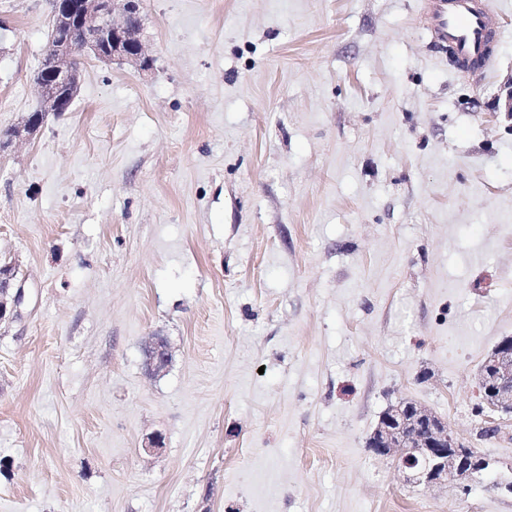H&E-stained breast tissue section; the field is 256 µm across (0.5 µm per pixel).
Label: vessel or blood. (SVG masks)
Listing matches in <instances>:
<instances>
[{
  "mask_svg": "<svg viewBox=\"0 0 512 512\" xmlns=\"http://www.w3.org/2000/svg\"><path fill=\"white\" fill-rule=\"evenodd\" d=\"M419 16L434 48L452 49L458 69L487 76L491 42L501 28L487 0H420Z\"/></svg>",
  "mask_w": 512,
  "mask_h": 512,
  "instance_id": "obj_1",
  "label": "vessel or blood"
}]
</instances>
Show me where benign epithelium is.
<instances>
[{
    "label": "benign epithelium",
    "instance_id": "1",
    "mask_svg": "<svg viewBox=\"0 0 512 512\" xmlns=\"http://www.w3.org/2000/svg\"><path fill=\"white\" fill-rule=\"evenodd\" d=\"M141 0H52L51 36L44 55L50 81H36L40 109L14 127L0 151L30 140L40 131L49 113L63 111L65 90L75 96L80 83L79 63L92 55L102 61H125L141 71L152 66L139 37ZM75 25L80 35L64 33ZM26 302L24 288L15 276L0 272V320L14 315ZM143 364L150 376L167 371L171 361L166 341L153 336L145 342ZM480 405L475 412L490 423L512 419V336L497 343L484 359L479 372ZM374 454L395 460L410 472V480L425 489L455 481L465 494L491 473H498L497 489L512 495V466L498 469V460L461 442L448 423L430 410L411 402H400L383 413L370 434Z\"/></svg>",
    "mask_w": 512,
    "mask_h": 512
}]
</instances>
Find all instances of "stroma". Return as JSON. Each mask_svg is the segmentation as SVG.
<instances>
[{"instance_id":"35a3bbf8","label":"stroma","mask_w":512,"mask_h":512,"mask_svg":"<svg viewBox=\"0 0 512 512\" xmlns=\"http://www.w3.org/2000/svg\"><path fill=\"white\" fill-rule=\"evenodd\" d=\"M476 80L418 0H143L149 73L86 58L0 155V512H512L406 484L400 400L464 440L512 336V0ZM49 0H0V130ZM172 362L148 376L142 344ZM161 435L158 452L142 449ZM15 274L0 272V320L14 315L26 302V293L24 288L17 285Z\"/></svg>"}]
</instances>
